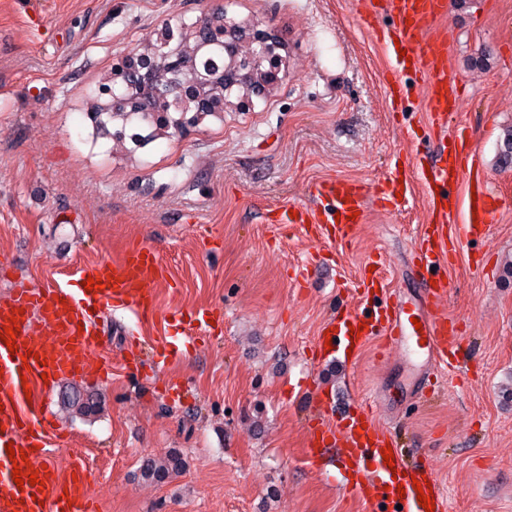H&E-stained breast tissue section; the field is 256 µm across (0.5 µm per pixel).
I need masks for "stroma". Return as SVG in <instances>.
Masks as SVG:
<instances>
[{
	"label": "stroma",
	"instance_id": "1",
	"mask_svg": "<svg viewBox=\"0 0 512 512\" xmlns=\"http://www.w3.org/2000/svg\"><path fill=\"white\" fill-rule=\"evenodd\" d=\"M0 0V304L18 288H52L87 262L142 244L168 274L150 283L154 309L108 308L98 356L108 374L59 383L42 398L65 448L42 460L68 476L81 451L97 512H368L339 485L335 455L308 450L315 389L347 392L429 467L449 512H512V0H447L429 31L447 38L462 97L449 130L467 128L497 193L501 223L463 243L448 268L446 308L464 358L427 401L393 389L412 360L369 342L346 363L318 362L322 322L353 309L366 262L390 287H410L411 250L430 216L415 192L384 209L374 197L395 162L415 171L438 134L419 73L401 75L389 110L390 56L360 0ZM278 34L284 63L267 96L200 117L184 136L135 145L89 112L117 58L166 23L216 6ZM361 185L362 224L342 241L327 229L268 224V207L312 206V185ZM224 320L190 337L172 312ZM167 346L162 365L153 351ZM178 452L184 469L143 479L149 457Z\"/></svg>",
	"mask_w": 512,
	"mask_h": 512
}]
</instances>
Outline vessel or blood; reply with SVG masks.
Instances as JSON below:
<instances>
[{
  "label": "vessel or blood",
  "instance_id": "vessel-or-blood-1",
  "mask_svg": "<svg viewBox=\"0 0 512 512\" xmlns=\"http://www.w3.org/2000/svg\"><path fill=\"white\" fill-rule=\"evenodd\" d=\"M370 11H383L396 17L393 32L381 33L387 48H400L391 68L389 87H398V76L406 67L420 73L429 87L425 112L432 127L441 129L449 111L460 97V87L446 60L444 36L423 32L424 24L442 17L446 0H370ZM469 136L458 130L449 140L448 150L430 169H419L417 175L392 174L381 185L380 204L394 203L397 197H408L415 186H422L435 223L425 225L411 253V264L420 275L422 287L418 297L406 298L387 292L380 271L363 272L357 288V309L330 318L323 328L331 337L330 350L324 358L347 360L350 348H362L371 339L382 338L386 345L403 347L420 356L421 361L403 378L407 387L418 386L424 378V366L435 368L453 364L459 353L461 331L444 306L448 292L446 273L452 257L462 241L482 237L500 217V205L487 184L477 185L475 199L469 200L474 215L461 223L451 218L458 208L455 195L449 191L461 172L453 159L468 147ZM312 195L320 208L277 207L270 211L274 224L331 225V239L344 240L355 223L350 215L363 212L365 197L358 184L345 179H326L316 183ZM162 260L152 249L126 248L111 261L86 264L79 270V282L16 292L8 304L0 306V327L16 325L15 350L0 342V512H90L88 476L82 459H74L72 475L60 477L55 466L40 470L42 489L17 486L13 480V463L8 449L25 450L34 459V447H46L51 438L50 423L39 395L28 396L24 387L41 380L56 382L66 377L86 376L102 368L104 362L95 352L98 323L94 310L105 307L144 309L150 298L149 281L164 274ZM110 279V286L85 290L86 278ZM38 317L50 337L31 335L27 323ZM360 326L359 337H351L353 326ZM315 417L316 435L310 447L319 454L336 452L348 460L341 480L345 492L376 512H425L419 504L413 481L425 478L432 490L434 512H447L448 503L433 473L411 465L402 458L385 464L382 449L393 446L390 432L380 426L368 409L338 404L335 393H322Z\"/></svg>",
  "mask_w": 512,
  "mask_h": 512
}]
</instances>
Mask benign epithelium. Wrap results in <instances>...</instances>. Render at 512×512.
<instances>
[{
	"label": "benign epithelium",
	"mask_w": 512,
	"mask_h": 512,
	"mask_svg": "<svg viewBox=\"0 0 512 512\" xmlns=\"http://www.w3.org/2000/svg\"><path fill=\"white\" fill-rule=\"evenodd\" d=\"M277 35L259 22L241 25L227 16L205 15L185 39L161 32L143 51L122 57L99 87L103 102L93 111L126 120L136 108L159 130L185 134L198 118L264 96L277 79L280 59L256 48H272ZM224 51V69L199 67L214 49ZM239 90L238 102L229 100Z\"/></svg>",
	"instance_id": "1"
}]
</instances>
